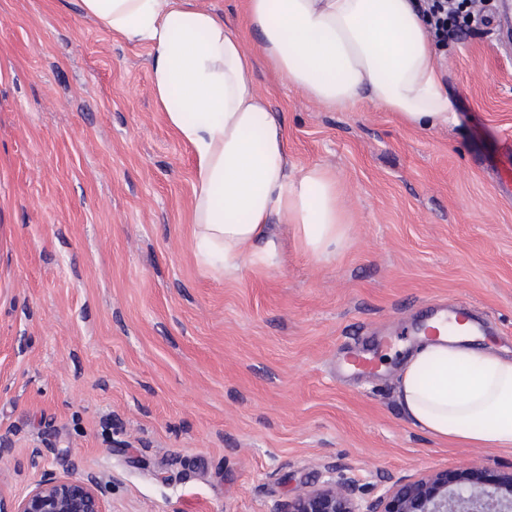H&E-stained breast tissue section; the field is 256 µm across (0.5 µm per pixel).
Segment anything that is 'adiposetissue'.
<instances>
[{
	"instance_id": "obj_1",
	"label": "adipose tissue",
	"mask_w": 512,
	"mask_h": 512,
	"mask_svg": "<svg viewBox=\"0 0 512 512\" xmlns=\"http://www.w3.org/2000/svg\"><path fill=\"white\" fill-rule=\"evenodd\" d=\"M112 39L148 48L155 102L194 158L199 265L236 278L277 264L275 224L328 262L349 240L335 172L297 167L282 113L271 111L242 48L257 33L265 64L336 110L367 99L421 130L457 114L417 0H245L247 28L200 0H80ZM433 319L397 376L406 420L430 437L512 450V358Z\"/></svg>"
}]
</instances>
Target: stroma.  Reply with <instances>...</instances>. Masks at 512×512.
Masks as SVG:
<instances>
[{"label":"stroma","instance_id":"1","mask_svg":"<svg viewBox=\"0 0 512 512\" xmlns=\"http://www.w3.org/2000/svg\"><path fill=\"white\" fill-rule=\"evenodd\" d=\"M457 124L330 111L256 60L293 162L335 170L353 226L330 263L285 225L281 262L226 279L193 255L194 165L145 47L78 0H0V501L68 466L111 512H275L325 466L365 487L512 451L439 442L396 397L435 313L512 351V20L438 51ZM373 374L343 368L349 352Z\"/></svg>","mask_w":512,"mask_h":512}]
</instances>
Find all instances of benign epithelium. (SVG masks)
I'll return each instance as SVG.
<instances>
[{"label": "benign epithelium", "instance_id": "1", "mask_svg": "<svg viewBox=\"0 0 512 512\" xmlns=\"http://www.w3.org/2000/svg\"><path fill=\"white\" fill-rule=\"evenodd\" d=\"M471 472L399 479L380 485L379 493L369 498L358 480L326 466L320 483L302 487L286 508L274 512H512V478L505 481L485 472L475 483L469 479ZM109 494L105 481L68 472L35 483L11 512H109Z\"/></svg>", "mask_w": 512, "mask_h": 512}]
</instances>
